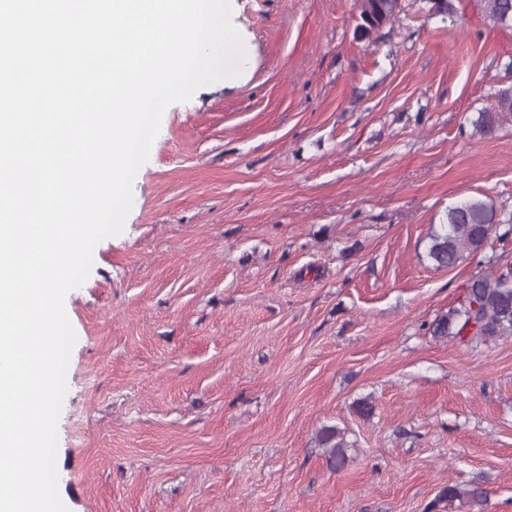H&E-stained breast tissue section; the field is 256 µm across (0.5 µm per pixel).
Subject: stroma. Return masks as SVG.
I'll list each match as a JSON object with an SVG mask.
<instances>
[{"label": "stroma", "mask_w": 512, "mask_h": 512, "mask_svg": "<svg viewBox=\"0 0 512 512\" xmlns=\"http://www.w3.org/2000/svg\"><path fill=\"white\" fill-rule=\"evenodd\" d=\"M402 4L360 39L359 0H236L246 72L165 109L65 298L69 512H479L437 498L476 480L512 512V337L428 331L512 240L427 256L463 198L512 224V119L472 126L512 86V30L483 0ZM317 443L325 449L330 468L339 471L345 467L347 455L341 431L336 426H323L317 433Z\"/></svg>", "instance_id": "35a3bbf8"}]
</instances>
